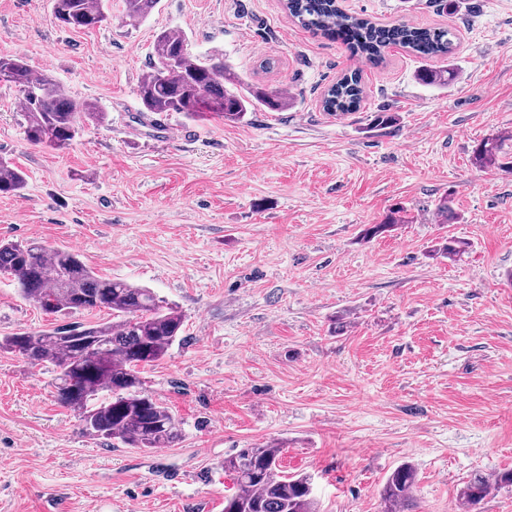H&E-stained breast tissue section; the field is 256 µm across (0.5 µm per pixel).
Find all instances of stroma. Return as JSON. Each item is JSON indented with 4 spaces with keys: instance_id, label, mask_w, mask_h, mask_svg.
Wrapping results in <instances>:
<instances>
[{
    "instance_id": "35a3bbf8",
    "label": "stroma",
    "mask_w": 512,
    "mask_h": 512,
    "mask_svg": "<svg viewBox=\"0 0 512 512\" xmlns=\"http://www.w3.org/2000/svg\"><path fill=\"white\" fill-rule=\"evenodd\" d=\"M340 6L452 27L457 81L420 84L422 64L444 59L400 47L372 64L283 0H159L138 22L111 0V22L84 29L60 26L52 0H0V56L107 114L54 151L27 140L21 93L0 84V157L27 176L0 194V238L76 250L185 317L146 372L181 422L167 448L87 436L54 398L52 366L0 352V512H223L225 457L269 442L285 473L312 475L321 512H380L403 462L418 472L414 512H458L471 474L512 470V168L472 162L478 142L512 132V0ZM170 28L245 83L288 92V111L238 124L170 112L190 136L163 139L136 89ZM351 72L360 109L324 112ZM378 112L400 120L373 128ZM444 195L458 223H439ZM398 203L407 223L361 241ZM446 236L466 253L433 256ZM53 323L0 275V337Z\"/></svg>"
}]
</instances>
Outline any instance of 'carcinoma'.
Wrapping results in <instances>:
<instances>
[{"label":"carcinoma","instance_id":"obj_1","mask_svg":"<svg viewBox=\"0 0 512 512\" xmlns=\"http://www.w3.org/2000/svg\"><path fill=\"white\" fill-rule=\"evenodd\" d=\"M157 0H123L124 15L146 17ZM285 9L301 27L333 35L352 33L349 49L372 63L384 50L400 46L423 59L453 54L449 29H422L406 23L380 25L343 12L337 0H285ZM56 19L100 25L109 19L107 0H53ZM10 72L12 85L22 93V117L28 139L52 150L68 148L83 125L103 124L106 113L94 104L78 107L52 76L34 71L21 57L0 56V71ZM419 82L446 88L455 80L453 68L419 70ZM137 95L143 111L180 112L187 117L212 112L238 123L260 106L285 112L291 97L246 84L224 60L193 55L185 34L162 30L152 43L149 68L141 75ZM363 88L358 73L342 76L322 100L325 112H352L360 107ZM512 132L480 141L473 150L476 165H506V142ZM26 176L0 159V194H17ZM407 223L405 210L395 207L378 224H367L362 239L370 240ZM0 274L17 282L24 299L49 314H73L94 301L91 310L106 311L112 319L94 324H65L51 330L16 333L0 338V350L29 359L32 366L55 369L56 399L75 412L85 432L96 438L118 439L132 448H164L179 440V422L148 389L143 370L162 360L180 336L184 316L177 306L162 304L149 288L119 279H106L86 266L80 255L40 241L0 239ZM91 338L94 347L85 345ZM282 447L276 443L241 448L224 458V472L238 490L225 498L224 512H319L311 476H288L280 470ZM417 482L413 465L397 466L381 491V512H412ZM512 486V470L492 475L474 473L457 496L461 512L475 508L499 488Z\"/></svg>","mask_w":512,"mask_h":512}]
</instances>
